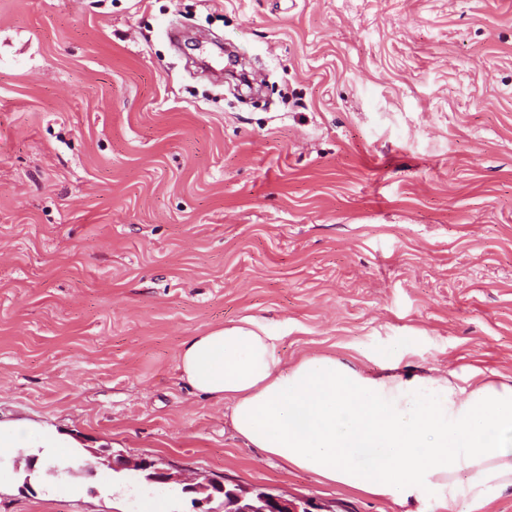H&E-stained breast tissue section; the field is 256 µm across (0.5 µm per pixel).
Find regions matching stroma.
I'll list each match as a JSON object with an SVG mask.
<instances>
[{
    "label": "stroma",
    "mask_w": 512,
    "mask_h": 512,
    "mask_svg": "<svg viewBox=\"0 0 512 512\" xmlns=\"http://www.w3.org/2000/svg\"><path fill=\"white\" fill-rule=\"evenodd\" d=\"M243 318L284 360L512 383V0H0V512H137L149 458L403 512L235 435L180 377ZM19 448H76L66 437L54 432L31 436L22 433L15 425L0 422V454L14 453ZM110 463L112 470H115L117 472L123 471V470H133L136 472H146L149 471L147 474H145L144 479L149 483L154 484H169L171 482H174V477L171 473H169L164 468L159 467V462L152 459H146L142 458L136 462H130L129 460L123 458V456L119 455L117 458H110Z\"/></svg>",
    "instance_id": "obj_1"
}]
</instances>
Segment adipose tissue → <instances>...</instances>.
Segmentation results:
<instances>
[{
    "instance_id": "ef3b65f1",
    "label": "adipose tissue",
    "mask_w": 512,
    "mask_h": 512,
    "mask_svg": "<svg viewBox=\"0 0 512 512\" xmlns=\"http://www.w3.org/2000/svg\"><path fill=\"white\" fill-rule=\"evenodd\" d=\"M403 344L379 354L384 372L357 359L309 355L286 364L274 336L252 320L188 338L182 379L229 403L246 446L321 483L404 506L424 499L485 512L512 489V385L404 371ZM54 432L33 436L0 422V453L66 448Z\"/></svg>"
}]
</instances>
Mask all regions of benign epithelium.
I'll return each mask as SVG.
<instances>
[{"mask_svg":"<svg viewBox=\"0 0 512 512\" xmlns=\"http://www.w3.org/2000/svg\"><path fill=\"white\" fill-rule=\"evenodd\" d=\"M113 470H133L145 473L144 479L154 484H169L174 477L167 470L159 467V462L142 458L136 462H130L119 455L111 459ZM185 493L193 492L204 495L197 500V505L210 502L217 492H228L235 506V512H322L316 503L307 499H290L283 494H275L262 489L247 490L234 484L232 489H227L224 480L211 478L204 483L187 484L182 488Z\"/></svg>","mask_w":512,"mask_h":512,"instance_id":"1","label":"benign epithelium"}]
</instances>
